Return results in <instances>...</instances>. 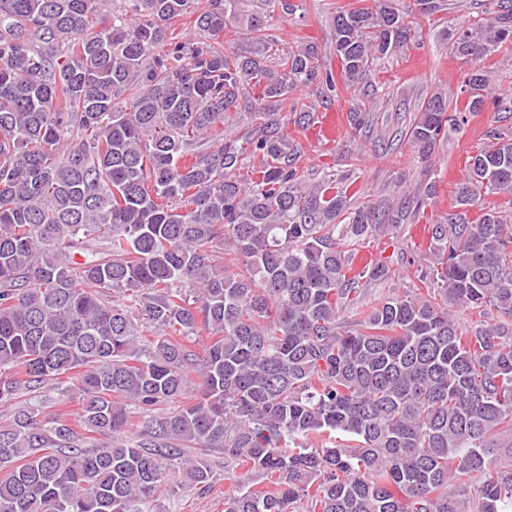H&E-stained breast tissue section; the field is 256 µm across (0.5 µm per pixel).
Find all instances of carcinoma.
I'll list each match as a JSON object with an SVG mask.
<instances>
[{
  "mask_svg": "<svg viewBox=\"0 0 512 512\" xmlns=\"http://www.w3.org/2000/svg\"><path fill=\"white\" fill-rule=\"evenodd\" d=\"M102 2L0 0V406L75 372L81 426L112 438L15 412L0 512H161L176 487L210 490L212 457L238 473L224 512L512 509V126L466 158L422 291L367 301L391 270L356 268L357 246L425 198L354 206L351 174L303 179L283 105L335 82L317 46L272 34L299 0H133L110 18ZM481 2L446 33L471 64L462 105L437 91L405 132L424 163L484 109L478 62L512 45V0ZM446 10L336 12L344 87L373 96L364 80L417 37L411 15ZM186 14L203 41L170 38ZM240 111L246 128H225ZM346 118L353 141L373 120L358 102Z\"/></svg>",
  "mask_w": 512,
  "mask_h": 512,
  "instance_id": "obj_1",
  "label": "carcinoma"
}]
</instances>
